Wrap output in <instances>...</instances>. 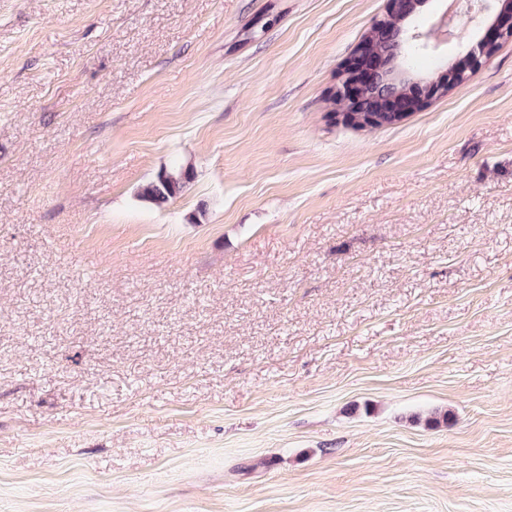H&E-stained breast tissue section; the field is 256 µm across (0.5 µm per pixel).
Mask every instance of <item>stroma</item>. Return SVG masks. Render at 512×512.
I'll return each mask as SVG.
<instances>
[{"label": "stroma", "mask_w": 512, "mask_h": 512, "mask_svg": "<svg viewBox=\"0 0 512 512\" xmlns=\"http://www.w3.org/2000/svg\"><path fill=\"white\" fill-rule=\"evenodd\" d=\"M386 5L0 0V512H512V38L332 122ZM392 69V64L373 49L371 42H363L358 48L353 64L347 68L336 86V99L331 94L335 110L336 101L338 102L339 112H336V115L341 112H361L358 101L365 94L364 85H376L374 94L386 101L378 112H408L412 105L426 106L443 88L454 87V90H457L464 86V84L457 85L460 81L459 73L455 69L448 68V73H442L433 84L415 80L413 81L415 86L410 91L403 90L391 80ZM369 72H371V78L366 80L365 75ZM387 82L393 84L394 88L381 91L383 84ZM189 179V172L182 168L160 170L141 186L139 196L153 204H164L181 195Z\"/></svg>", "instance_id": "stroma-1"}]
</instances>
